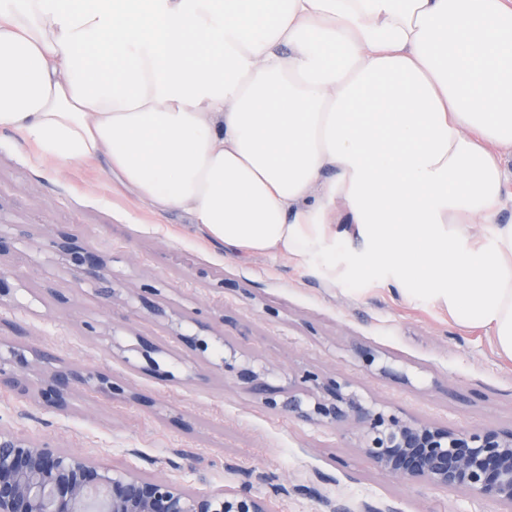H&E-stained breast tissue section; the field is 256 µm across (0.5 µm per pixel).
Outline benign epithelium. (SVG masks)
Returning a JSON list of instances; mask_svg holds the SVG:
<instances>
[{
  "label": "benign epithelium",
  "instance_id": "benign-epithelium-1",
  "mask_svg": "<svg viewBox=\"0 0 512 512\" xmlns=\"http://www.w3.org/2000/svg\"><path fill=\"white\" fill-rule=\"evenodd\" d=\"M40 249L65 262L77 281L89 280L97 291L115 300L104 259L77 244L69 235H48ZM151 285L135 288L130 299L138 311L175 325L173 315L157 300ZM181 341L201 358L212 351L199 334H182ZM136 351L153 368L160 347L136 336ZM364 366L394 370L380 363L372 350L358 347ZM55 355L35 346L19 347L0 338V389L35 395L45 412L67 407L80 390L108 398H124L127 385L119 377L96 369L54 366ZM222 367L234 373V382L257 396L275 414L353 434L371 465L406 486L418 484L464 491L495 501L512 510V429L455 430L403 418L376 406L351 390L348 382L313 370L295 375L288 390L268 382L271 371L250 359ZM179 477H150L120 467H101L86 455L59 448L53 439L27 438L0 426V512H269L249 482L208 491L192 488L194 467L175 465Z\"/></svg>",
  "mask_w": 512,
  "mask_h": 512
}]
</instances>
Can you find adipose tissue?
<instances>
[{"label":"adipose tissue","mask_w":512,"mask_h":512,"mask_svg":"<svg viewBox=\"0 0 512 512\" xmlns=\"http://www.w3.org/2000/svg\"><path fill=\"white\" fill-rule=\"evenodd\" d=\"M0 132L512 358V0H0Z\"/></svg>","instance_id":"1"}]
</instances>
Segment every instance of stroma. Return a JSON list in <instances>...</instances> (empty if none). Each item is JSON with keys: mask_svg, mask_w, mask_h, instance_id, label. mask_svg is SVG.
<instances>
[{"mask_svg": "<svg viewBox=\"0 0 512 512\" xmlns=\"http://www.w3.org/2000/svg\"><path fill=\"white\" fill-rule=\"evenodd\" d=\"M0 221L21 224L31 241L0 257L8 274L0 337L44 346L60 366L122 378L129 398L75 392L65 411L45 414L29 396L0 389V425L52 438L102 466L175 477L177 453L200 471V490L250 479L270 512H327L392 501L400 512H505L463 492L407 487L374 469L354 438L267 411L219 362L233 352L273 370V385L312 368L346 380L358 394L403 417L443 427L512 428V359L482 330L465 331L447 313L405 301L370 280L332 284L316 260L237 256L209 243L180 211L156 216L102 172L64 164L47 172L14 137L0 134ZM71 233L99 253L117 287L153 285L176 326L98 295L77 282L34 240ZM209 336L210 361L180 334ZM159 344L160 371H145L137 336ZM374 349L401 378L367 368L357 347ZM318 486L319 495L298 493Z\"/></svg>", "mask_w": 512, "mask_h": 512, "instance_id": "35a3bbf8", "label": "stroma"}]
</instances>
